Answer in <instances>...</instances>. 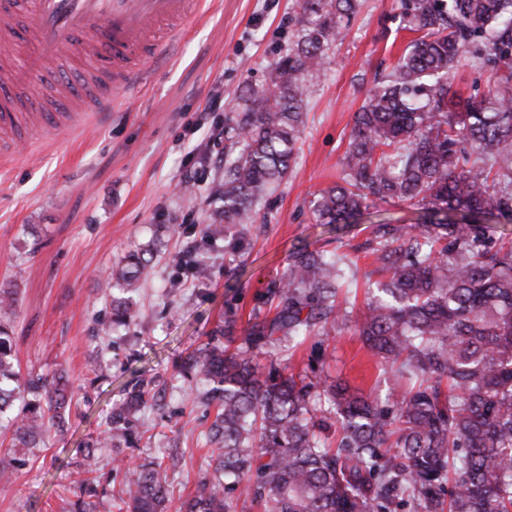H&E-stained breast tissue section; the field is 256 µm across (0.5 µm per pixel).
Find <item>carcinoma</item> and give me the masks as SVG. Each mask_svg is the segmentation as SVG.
Instances as JSON below:
<instances>
[{
	"mask_svg": "<svg viewBox=\"0 0 512 512\" xmlns=\"http://www.w3.org/2000/svg\"><path fill=\"white\" fill-rule=\"evenodd\" d=\"M301 29L265 86L247 90L232 118L236 140L216 190L220 221L255 222L256 203L287 176L303 124V89L320 77L329 46L345 38L356 0H299ZM419 34L354 115L341 182L323 190L314 214L349 223L376 202L423 209L413 229L373 225L368 253L385 281L355 309L342 288L345 254L300 249L268 283L243 330L244 346L211 341L188 353L179 373L208 386L217 407L208 431L213 475L174 502L169 467L115 456L123 472L117 512H512V240L486 223L512 221V0H400ZM468 55L494 72L487 94L461 102L452 70ZM156 241L104 272L112 327L139 317L133 294L152 268ZM182 275L208 277L194 246L172 257ZM17 291L0 284V423L12 447L39 448L64 427L71 394L65 370L23 379L12 324ZM350 327L382 367L388 394L351 393L324 369L294 374L265 367L266 349ZM155 399L142 386L113 403L87 444L68 512H94L93 449L132 447L139 414Z\"/></svg>",
	"mask_w": 512,
	"mask_h": 512,
	"instance_id": "obj_1",
	"label": "carcinoma"
}]
</instances>
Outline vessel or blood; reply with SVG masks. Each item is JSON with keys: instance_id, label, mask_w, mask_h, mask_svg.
Listing matches in <instances>:
<instances>
[{"instance_id": "obj_1", "label": "vessel or blood", "mask_w": 512, "mask_h": 512, "mask_svg": "<svg viewBox=\"0 0 512 512\" xmlns=\"http://www.w3.org/2000/svg\"><path fill=\"white\" fill-rule=\"evenodd\" d=\"M39 38L24 66H15L9 54L0 55V85L11 89L10 98L0 101V158L17 156L19 143L11 129L27 124L29 144L46 139V130L83 128L92 112H106L108 97L95 96L87 107L75 111L76 93L68 82H60L56 114L46 117L35 94L38 80L53 70L64 49L74 56H106V68L118 88L137 87L152 62L172 45L170 33L198 17L203 0H32ZM15 14L9 0H0V44L17 38Z\"/></svg>"}]
</instances>
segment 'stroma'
Returning <instances> with one entry per match:
<instances>
[{
	"label": "stroma",
	"instance_id": "35a3bbf8",
	"mask_svg": "<svg viewBox=\"0 0 512 512\" xmlns=\"http://www.w3.org/2000/svg\"><path fill=\"white\" fill-rule=\"evenodd\" d=\"M297 0H207L200 17L178 34L174 52L150 69L138 91L115 89L110 112L86 130H52L44 144L0 161V282H13L22 374L66 370L73 387L66 433H49L40 448L0 444V456L20 459L10 483H0V512H67L70 486L114 402L144 384L159 394L139 426L133 456L173 464L172 496L192 495L209 478L207 431L215 406L186 407L187 379L176 365L206 343L225 318L244 328L257 296L282 275L301 248L348 254L365 288L374 266L365 252L379 220L416 223L419 207L380 202L359 223H318L313 203L339 183L354 114L377 78L388 74L412 40L400 0H358L345 39L330 47L323 74L304 89V123L296 161L258 204L246 246L232 253L223 239H205L216 219L217 165L233 132L227 118L242 111L239 91L261 88L274 63L297 39ZM224 109L205 112L213 88ZM192 172V193L176 190ZM160 243L151 277L142 284L137 322L103 335L110 316L109 284L100 279L135 244ZM195 244L208 267L202 281L179 276L172 257ZM334 367L354 389L371 392L377 359L352 329L330 331ZM101 353L104 376L87 366Z\"/></svg>",
	"mask_w": 512,
	"mask_h": 512
}]
</instances>
